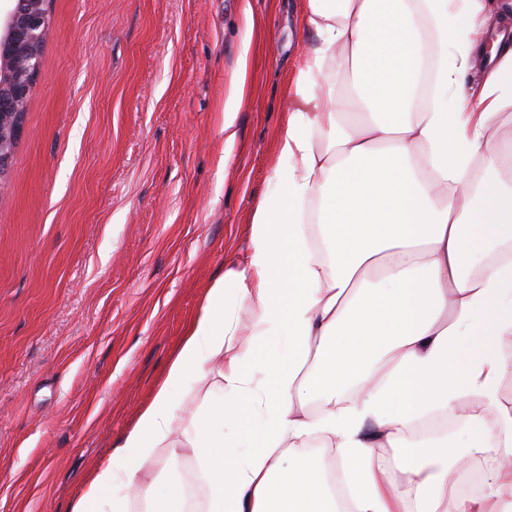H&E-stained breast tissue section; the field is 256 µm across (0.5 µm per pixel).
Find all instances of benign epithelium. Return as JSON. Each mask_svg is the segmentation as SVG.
Masks as SVG:
<instances>
[{"instance_id":"obj_1","label":"benign epithelium","mask_w":512,"mask_h":512,"mask_svg":"<svg viewBox=\"0 0 512 512\" xmlns=\"http://www.w3.org/2000/svg\"><path fill=\"white\" fill-rule=\"evenodd\" d=\"M0 6V180L12 175L11 143L23 128L19 111L41 78L39 48L45 42L49 18L47 0H3Z\"/></svg>"}]
</instances>
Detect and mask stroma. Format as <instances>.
Wrapping results in <instances>:
<instances>
[{"label":"stroma","mask_w":512,"mask_h":512,"mask_svg":"<svg viewBox=\"0 0 512 512\" xmlns=\"http://www.w3.org/2000/svg\"><path fill=\"white\" fill-rule=\"evenodd\" d=\"M303 7L48 0L42 76L0 185V512H69L208 288L244 259L274 188ZM245 80H246V61L243 59L240 63L235 91L233 97L224 104V138L225 140L233 141L235 137L234 121H235V112H236V104L243 97L245 90Z\"/></svg>","instance_id":"1"}]
</instances>
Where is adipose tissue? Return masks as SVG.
<instances>
[{"label": "adipose tissue", "mask_w": 512, "mask_h": 512, "mask_svg": "<svg viewBox=\"0 0 512 512\" xmlns=\"http://www.w3.org/2000/svg\"><path fill=\"white\" fill-rule=\"evenodd\" d=\"M299 26L250 250L207 290L70 512H187L184 482L161 491L154 476L187 451L199 512H512V404L499 394L512 376V141L499 135L512 47L486 50L485 0H306ZM206 380L220 399L187 411V387ZM435 409L468 422L470 451L407 440ZM483 448L496 463L483 492L464 494Z\"/></svg>", "instance_id": "adipose-tissue-1"}]
</instances>
